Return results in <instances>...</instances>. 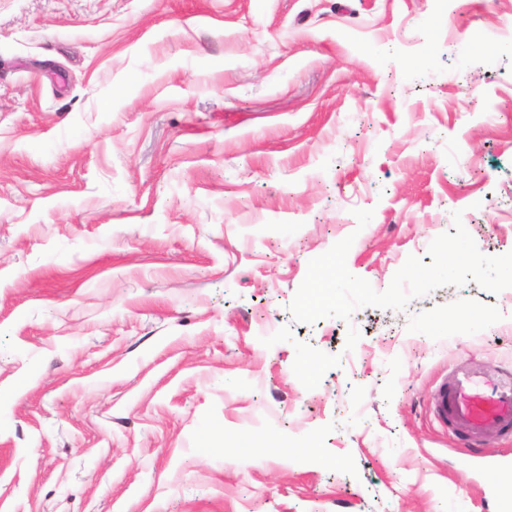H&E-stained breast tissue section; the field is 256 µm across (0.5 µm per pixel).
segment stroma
<instances>
[{"label": "stroma", "instance_id": "1", "mask_svg": "<svg viewBox=\"0 0 512 512\" xmlns=\"http://www.w3.org/2000/svg\"><path fill=\"white\" fill-rule=\"evenodd\" d=\"M456 211L512 252V0H0V512H512L432 407L512 288L289 309Z\"/></svg>", "mask_w": 512, "mask_h": 512}]
</instances>
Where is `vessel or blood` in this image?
Here are the masks:
<instances>
[{
    "label": "vessel or blood",
    "mask_w": 512,
    "mask_h": 512,
    "mask_svg": "<svg viewBox=\"0 0 512 512\" xmlns=\"http://www.w3.org/2000/svg\"><path fill=\"white\" fill-rule=\"evenodd\" d=\"M438 419L452 418L477 446L512 434V374L488 379L471 371L452 375L433 398Z\"/></svg>",
    "instance_id": "obj_1"
}]
</instances>
